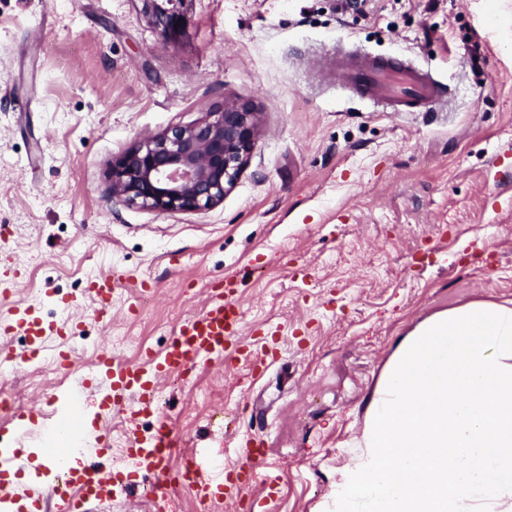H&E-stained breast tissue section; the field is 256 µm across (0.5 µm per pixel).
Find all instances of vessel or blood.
<instances>
[{"instance_id": "b4317fda", "label": "vessel or blood", "mask_w": 512, "mask_h": 512, "mask_svg": "<svg viewBox=\"0 0 512 512\" xmlns=\"http://www.w3.org/2000/svg\"><path fill=\"white\" fill-rule=\"evenodd\" d=\"M329 68L337 84L376 112H439L449 104L453 91L432 70L409 60L377 58L357 48H337L329 57ZM127 280L112 273L91 279L86 292L95 305L99 320H106ZM17 284L0 279V336H25L24 358L45 350L49 338L60 345L56 358L64 370H71V344L83 328L81 319L69 317L45 321L36 307L13 305ZM278 336H270L248 325L239 299L237 276L212 280L204 292L201 310L183 319L168 337L161 351H142L139 359L121 361L108 347H99L96 360L83 376L84 387L96 391L99 399L94 429L66 430L67 415L73 414L79 399L68 388L58 398L60 413L49 414L36 406L23 410H0V435L11 445L0 448V512L22 504L25 512H110L112 503L151 476L153 512H169L171 498L190 492L199 512H211L223 500H236L254 480H263L267 500H274L273 480L262 479L268 450L262 438H249L236 447L238 462L233 470L215 468L201 460L187 438L161 413L160 391L172 378L191 380L203 367L227 368L247 364L252 372L266 370ZM123 416L128 427L124 454L129 467L111 464L112 416ZM156 420L153 432H141L138 418ZM38 424L48 433H65V453L45 448L27 452L29 425Z\"/></svg>"}]
</instances>
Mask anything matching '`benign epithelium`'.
I'll use <instances>...</instances> for the list:
<instances>
[{
  "label": "benign epithelium",
  "mask_w": 512,
  "mask_h": 512,
  "mask_svg": "<svg viewBox=\"0 0 512 512\" xmlns=\"http://www.w3.org/2000/svg\"><path fill=\"white\" fill-rule=\"evenodd\" d=\"M161 35L183 32V0H143ZM260 133L257 113L226 101L201 122L151 137L112 162V200L161 212H195L224 201Z\"/></svg>",
  "instance_id": "obj_1"
}]
</instances>
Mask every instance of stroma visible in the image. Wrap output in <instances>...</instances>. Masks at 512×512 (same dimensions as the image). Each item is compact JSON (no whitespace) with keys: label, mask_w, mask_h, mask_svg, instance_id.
<instances>
[{"label":"stroma","mask_w":512,"mask_h":512,"mask_svg":"<svg viewBox=\"0 0 512 512\" xmlns=\"http://www.w3.org/2000/svg\"><path fill=\"white\" fill-rule=\"evenodd\" d=\"M166 39L143 0H0V275L48 321L82 318L75 367L99 345L136 359L243 276L249 323L289 335L265 376L237 366L172 383L161 409L203 458L264 435L270 512H327L389 356L428 317L512 301V0H184ZM477 37L484 59L470 68ZM402 56L450 84L445 112H373L337 87V44ZM227 99L263 133L223 202L159 212L113 202V160ZM436 251L420 269L414 253ZM153 282L138 315L97 321L82 293L112 271ZM71 302V310L60 301ZM36 362L0 387L56 405Z\"/></svg>","instance_id":"1"}]
</instances>
